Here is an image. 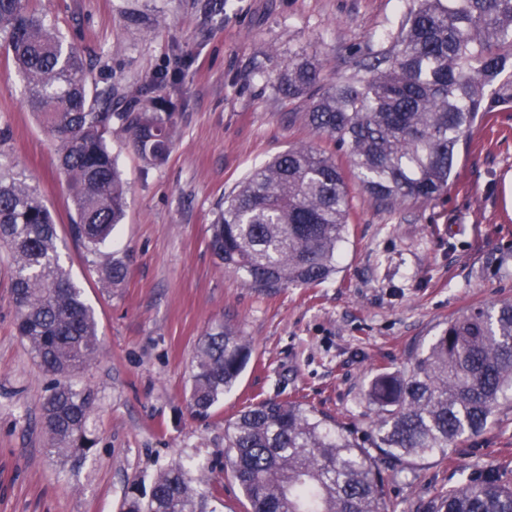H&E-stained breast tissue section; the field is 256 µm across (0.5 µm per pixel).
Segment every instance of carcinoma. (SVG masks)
Listing matches in <instances>:
<instances>
[{
	"label": "carcinoma",
	"mask_w": 512,
	"mask_h": 512,
	"mask_svg": "<svg viewBox=\"0 0 512 512\" xmlns=\"http://www.w3.org/2000/svg\"><path fill=\"white\" fill-rule=\"evenodd\" d=\"M2 34L70 185V235L101 280L118 288L127 279L125 259L101 246L121 221L128 187L107 141L116 122L146 164L163 163L175 133L171 113L160 112L166 102L150 110L133 97L113 111L112 92H92V68L80 49L64 43L29 0H0ZM365 68L368 79L339 78L325 90L313 56L290 55L279 69L275 91L309 102L288 121L300 119L332 140L348 167L314 144L292 146L227 195L209 225V248L226 272L260 294L336 275L350 233L349 177L390 211L436 202L448 191L473 124L512 108V0H413L390 45ZM0 242L12 256L19 336L46 372L71 374L97 350L94 313L61 263L42 196L22 173L1 166ZM250 355L233 326L205 334L190 392L193 416H209ZM367 401L375 419L360 437L298 400L245 406L224 427V444L248 512H396L378 457H445L512 406V301L449 320L407 368L376 374ZM91 405L90 391L53 382L42 402L50 453L66 457L95 446ZM189 470L183 461L167 465L148 500H129L126 512H205ZM431 512H512V482L494 471L469 477L439 495Z\"/></svg>",
	"instance_id": "1"
}]
</instances>
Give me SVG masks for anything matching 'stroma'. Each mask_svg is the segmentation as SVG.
Returning a JSON list of instances; mask_svg holds the SVG:
<instances>
[{"mask_svg": "<svg viewBox=\"0 0 512 512\" xmlns=\"http://www.w3.org/2000/svg\"><path fill=\"white\" fill-rule=\"evenodd\" d=\"M412 0H33L47 23L95 65L96 90L169 97L167 161L150 167L113 126L109 148L129 186L105 250L129 264L124 287H102L68 226L74 210L53 141L30 112L26 83L0 43V158L36 186L58 247L93 309L98 352L72 374L94 397L89 453L48 454L42 399L53 381L16 329L10 255L0 247V512H122L134 491L178 460L200 463L192 486L221 487L210 512H247L224 450V426L245 405L299 399L365 431V394L382 367L402 368L473 307L512 299V112L476 122L458 177L440 200L390 212L351 181L354 220L336 277L260 294L217 264L208 228L254 168L301 142L345 162L334 143L288 115L305 102L271 85L288 55L316 54L327 81L360 73L386 47ZM252 354L207 418L191 415L194 356L218 323ZM397 512H427L449 487L489 470L512 478V408L445 458L381 459Z\"/></svg>", "mask_w": 512, "mask_h": 512, "instance_id": "obj_1", "label": "stroma"}]
</instances>
